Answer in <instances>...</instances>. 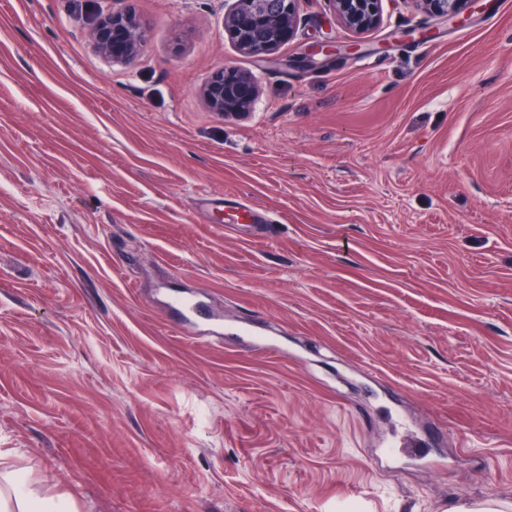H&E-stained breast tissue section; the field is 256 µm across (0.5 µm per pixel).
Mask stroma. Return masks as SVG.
<instances>
[{
	"label": "stroma",
	"instance_id": "stroma-1",
	"mask_svg": "<svg viewBox=\"0 0 512 512\" xmlns=\"http://www.w3.org/2000/svg\"><path fill=\"white\" fill-rule=\"evenodd\" d=\"M232 4L0 0V448L77 512H512V0L360 38L300 0L266 58ZM224 68L249 114L204 106ZM400 414L430 462L377 458ZM146 40L147 28L132 11L105 18L92 32L96 50L111 60L137 55L144 48ZM198 205L202 208H210L216 206L222 207L224 210L227 209L229 211H233L237 222H242V224H239V226L251 227L255 229H269L271 227L270 224L259 223L264 220V218L260 215H256L253 208L245 206L242 208V211H240V203L236 200L204 197L199 200Z\"/></svg>",
	"mask_w": 512,
	"mask_h": 512
}]
</instances>
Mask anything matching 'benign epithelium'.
I'll use <instances>...</instances> for the list:
<instances>
[{"mask_svg": "<svg viewBox=\"0 0 512 512\" xmlns=\"http://www.w3.org/2000/svg\"><path fill=\"white\" fill-rule=\"evenodd\" d=\"M429 14L454 19L468 0H415ZM299 0H234L225 16V28L238 48L254 57L275 53L293 35L298 18ZM339 24L346 30L366 34L382 20L383 0H329ZM147 28L131 11L114 14L100 21L93 29L96 50L111 59L137 55L145 46ZM201 97L211 112L244 113L257 100L255 80L245 72L221 70L201 87Z\"/></svg>", "mask_w": 512, "mask_h": 512, "instance_id": "obj_1", "label": "benign epithelium"}]
</instances>
